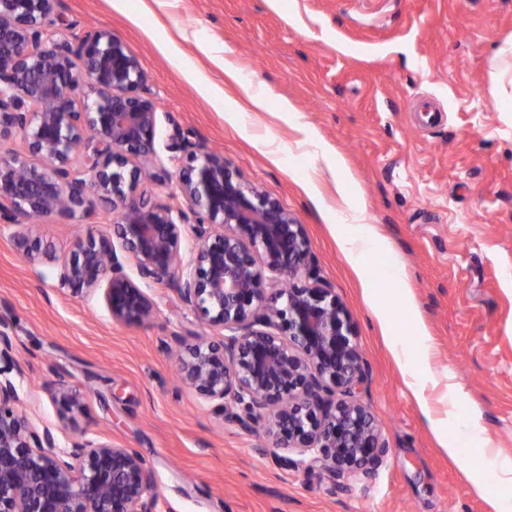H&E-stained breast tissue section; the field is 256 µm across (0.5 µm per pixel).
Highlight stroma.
Wrapping results in <instances>:
<instances>
[{
    "mask_svg": "<svg viewBox=\"0 0 512 512\" xmlns=\"http://www.w3.org/2000/svg\"><path fill=\"white\" fill-rule=\"evenodd\" d=\"M58 39L92 27L136 52L156 106L154 173L145 200L171 204L185 155L175 132L223 153L246 183L304 224L319 276L350 312L365 361L358 393L388 453L371 480L336 485L322 468L288 465L263 429L246 432L176 375L177 339L219 338L173 286L145 285L149 323L113 322L102 292L59 289L52 265L19 254L0 230V329L19 366L11 377L35 427L60 447L74 430L137 449L160 512H496L488 441L512 459V0H57ZM232 65L264 90L268 109L240 113ZM291 102L294 113L282 112ZM318 147L298 148L297 125ZM272 142L277 158L264 147ZM343 158V170L334 161ZM361 206L382 238L362 269L336 224ZM53 217L39 234L67 258L87 231ZM401 276L392 278L389 263ZM410 289L398 299V281ZM422 329L431 367L452 373L461 405L438 438L390 350ZM87 395L77 427L62 426L50 390ZM478 430H470L469 420ZM458 453L449 456L445 443Z\"/></svg>",
    "mask_w": 512,
    "mask_h": 512,
    "instance_id": "35a3bbf8",
    "label": "stroma"
}]
</instances>
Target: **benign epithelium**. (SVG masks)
I'll return each instance as SVG.
<instances>
[{"mask_svg":"<svg viewBox=\"0 0 512 512\" xmlns=\"http://www.w3.org/2000/svg\"><path fill=\"white\" fill-rule=\"evenodd\" d=\"M54 4L0 0V133H21L32 157L0 158V230L14 228L19 252L55 265L60 288L76 296L104 288L116 323L157 315L139 282L174 283L184 304L222 329L217 340L181 341L185 386L248 432L264 423L274 447L298 456L297 467L318 465L343 487L372 477L388 446L355 399L365 367L354 324L317 274L304 225L223 155L179 133L169 148L186 154L181 202L147 204L138 188L154 152L156 108L140 94L149 74L107 30L90 28L75 44L54 39ZM92 193L109 206L112 234L138 280L104 233H88L60 262L26 223L58 216L80 224ZM12 350L0 330V512H158L150 468L135 449L83 432L61 448L50 427L29 424L10 377ZM52 398L65 425L85 412L83 395L63 378Z\"/></svg>","mask_w":512,"mask_h":512,"instance_id":"1","label":"benign epithelium"}]
</instances>
